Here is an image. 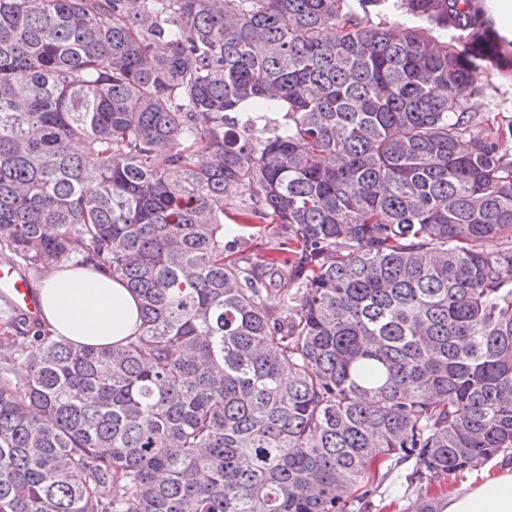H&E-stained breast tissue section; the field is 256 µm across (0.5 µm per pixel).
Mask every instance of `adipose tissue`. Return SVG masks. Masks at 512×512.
Masks as SVG:
<instances>
[{"instance_id":"adipose-tissue-1","label":"adipose tissue","mask_w":512,"mask_h":512,"mask_svg":"<svg viewBox=\"0 0 512 512\" xmlns=\"http://www.w3.org/2000/svg\"><path fill=\"white\" fill-rule=\"evenodd\" d=\"M41 309L51 330L83 346H109L137 333L139 307L112 275L91 266L45 274ZM443 512H512V465L501 466L449 496Z\"/></svg>"}]
</instances>
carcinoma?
<instances>
[{
	"mask_svg": "<svg viewBox=\"0 0 512 512\" xmlns=\"http://www.w3.org/2000/svg\"><path fill=\"white\" fill-rule=\"evenodd\" d=\"M392 7L450 40L346 0H0V254L140 312L0 349V512H347L379 457L512 448V126L467 106L512 51L480 0ZM226 218L275 225L295 292ZM347 4L351 10L359 13L361 16H364L360 8L359 0H348ZM363 20L368 27L404 28L419 25L427 29L430 37L439 41H447L450 40L451 37L450 33L432 28L431 26L420 22L418 19H414L413 17L406 15L405 13H401L400 11L387 9L384 7H378L374 10L371 9L370 13H368L367 16H364Z\"/></svg>",
	"mask_w": 512,
	"mask_h": 512,
	"instance_id": "carcinoma-1",
	"label": "carcinoma"
}]
</instances>
